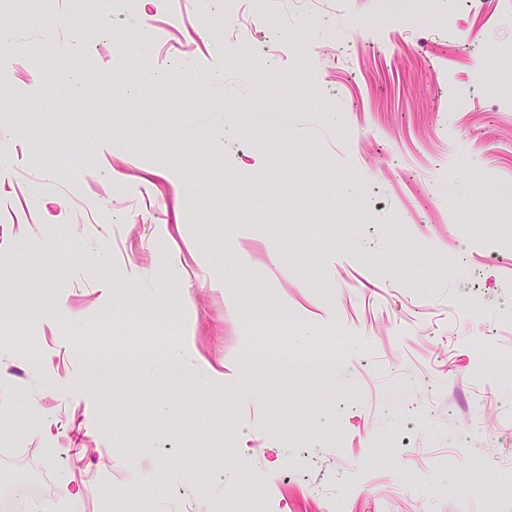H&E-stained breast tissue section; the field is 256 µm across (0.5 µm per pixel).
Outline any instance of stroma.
<instances>
[{"mask_svg": "<svg viewBox=\"0 0 512 512\" xmlns=\"http://www.w3.org/2000/svg\"><path fill=\"white\" fill-rule=\"evenodd\" d=\"M396 6L307 38L264 0L241 41L224 0L0 10V444L43 512H512V0ZM273 26L303 44L266 66ZM256 178L329 197L226 214ZM29 453L30 448H28L25 440L15 442L12 447L0 448V466L1 469L21 468V481L24 487L30 493H33L34 489L39 490L43 488L46 475L42 471L25 466Z\"/></svg>", "mask_w": 512, "mask_h": 512, "instance_id": "1", "label": "stroma"}]
</instances>
